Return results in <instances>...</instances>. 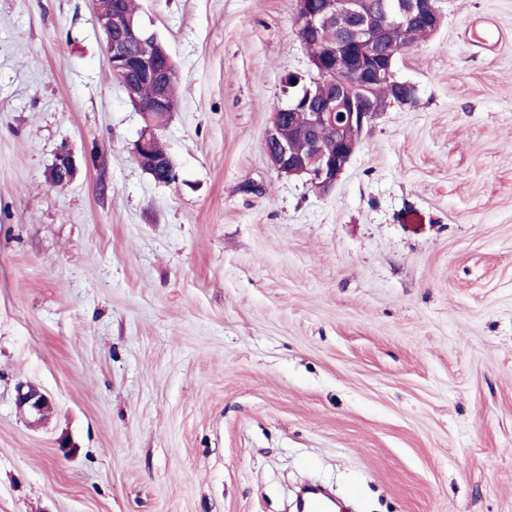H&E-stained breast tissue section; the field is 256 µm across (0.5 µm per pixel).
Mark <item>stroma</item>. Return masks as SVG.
I'll list each match as a JSON object with an SVG mask.
<instances>
[{
	"label": "stroma",
	"instance_id": "obj_1",
	"mask_svg": "<svg viewBox=\"0 0 512 512\" xmlns=\"http://www.w3.org/2000/svg\"><path fill=\"white\" fill-rule=\"evenodd\" d=\"M137 2L169 185L93 0H0V512H512V0H440L324 194L263 149L295 0ZM94 2L97 23L105 35L112 72L145 120L146 125L134 148L135 159L157 182L170 184L176 179L173 161L167 153L157 154L153 143L155 130L160 126L158 118L167 117L171 112L160 73L165 66H172V57L156 35L147 37L149 31L141 22L129 17H115L112 0ZM143 81L155 84L152 101L153 88L143 90L145 101H151L147 104H141L137 98ZM76 173L77 165L73 154L65 147L61 148L49 170V180L66 184L74 179ZM15 403L21 412L29 416V424L34 426L44 424L53 410L51 399L31 383H19L16 386Z\"/></svg>",
	"mask_w": 512,
	"mask_h": 512
}]
</instances>
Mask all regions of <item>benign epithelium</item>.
I'll return each instance as SVG.
<instances>
[{"label": "benign epithelium", "mask_w": 512, "mask_h": 512, "mask_svg": "<svg viewBox=\"0 0 512 512\" xmlns=\"http://www.w3.org/2000/svg\"><path fill=\"white\" fill-rule=\"evenodd\" d=\"M97 23L105 35L106 50L113 74L145 120L134 148L139 166L159 183L176 179L175 167L168 154L155 152L153 143L159 118L170 114L160 73L173 64L170 53L157 36L148 35L139 21L120 19L113 13L112 0H94ZM428 23L438 31L443 14L438 0H296L294 24L310 62L318 67L333 92L307 88L306 95L293 99L286 107L272 112L263 137L264 152L270 165L280 175L302 176L320 193L330 190L358 150L365 130L386 107L373 104L371 92L376 82L386 81L395 90L389 103L411 106L417 97L402 93L413 87L396 79L394 64L402 51V34L417 25ZM336 27V45L328 46L321 38L323 29ZM351 70L364 73V80L353 85L345 80ZM155 84V96L147 104L138 102L140 85ZM289 112L307 113V121L298 125ZM336 130L335 142L325 145L320 137L323 127ZM301 141L306 150L298 152L294 143ZM77 173L73 154L62 148L49 170L51 181L66 184ZM17 408L30 418L29 424H44L53 410L51 399L37 386H16Z\"/></svg>", "instance_id": "7a95c632"}]
</instances>
